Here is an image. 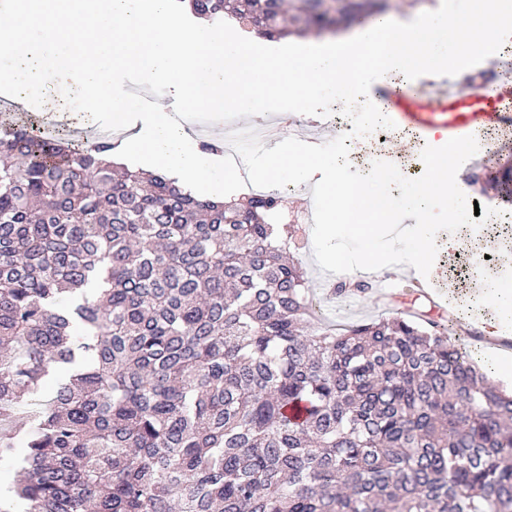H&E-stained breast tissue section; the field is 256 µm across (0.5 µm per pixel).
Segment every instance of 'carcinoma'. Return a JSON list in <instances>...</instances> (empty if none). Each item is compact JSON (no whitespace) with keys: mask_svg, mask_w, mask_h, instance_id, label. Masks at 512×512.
I'll list each match as a JSON object with an SVG mask.
<instances>
[{"mask_svg":"<svg viewBox=\"0 0 512 512\" xmlns=\"http://www.w3.org/2000/svg\"><path fill=\"white\" fill-rule=\"evenodd\" d=\"M189 3L269 38L387 7ZM115 147L0 132V466L17 498L0 512H512V393L460 317L330 328L281 197L202 199L114 168Z\"/></svg>","mask_w":512,"mask_h":512,"instance_id":"obj_1","label":"carcinoma"}]
</instances>
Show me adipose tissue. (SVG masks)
Returning <instances> with one entry per match:
<instances>
[{
  "mask_svg": "<svg viewBox=\"0 0 512 512\" xmlns=\"http://www.w3.org/2000/svg\"><path fill=\"white\" fill-rule=\"evenodd\" d=\"M457 148H449L437 154H426L423 171L418 178L419 192L416 203H424L437 197H447L449 210L460 209L459 199L451 197L449 182L455 172L453 158ZM355 160L346 166H337L335 160L320 152H308L298 148L281 149L269 154L254 167L264 183L271 184L288 167H296L304 177H316L320 189V204L331 216L337 217L344 228L361 240L365 260L374 274L389 272L391 264L409 263L426 266L430 275H438L436 254L456 255L462 249L472 248L469 237L451 235L440 237L430 224H393L395 235L392 243H385L376 233L380 223H393L392 200L389 196L370 190L369 182L355 170ZM391 252V263H384L381 256Z\"/></svg>",
  "mask_w": 512,
  "mask_h": 512,
  "instance_id": "ef3b65f1",
  "label": "adipose tissue"
}]
</instances>
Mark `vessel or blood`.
I'll return each mask as SVG.
<instances>
[{
    "mask_svg": "<svg viewBox=\"0 0 512 512\" xmlns=\"http://www.w3.org/2000/svg\"><path fill=\"white\" fill-rule=\"evenodd\" d=\"M486 69L488 78L478 86L465 75H423L404 91L378 82L369 97L390 101L397 120L422 134L440 130L447 145L472 142L489 130H512V67L490 60Z\"/></svg>",
    "mask_w": 512,
    "mask_h": 512,
    "instance_id": "obj_1",
    "label": "vessel or blood"
}]
</instances>
